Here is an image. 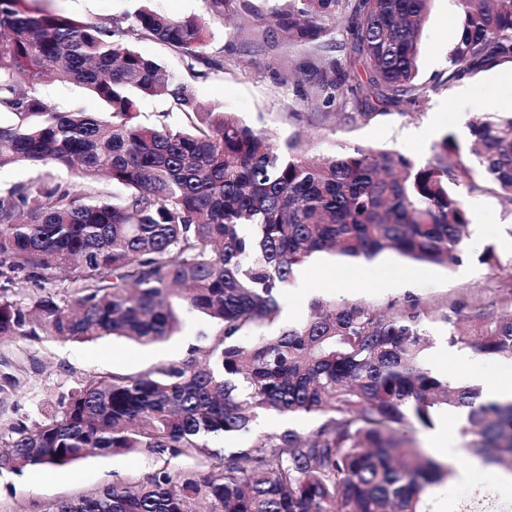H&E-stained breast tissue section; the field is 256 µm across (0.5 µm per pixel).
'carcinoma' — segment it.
<instances>
[{
  "instance_id": "obj_1",
  "label": "carcinoma",
  "mask_w": 512,
  "mask_h": 512,
  "mask_svg": "<svg viewBox=\"0 0 512 512\" xmlns=\"http://www.w3.org/2000/svg\"><path fill=\"white\" fill-rule=\"evenodd\" d=\"M430 2L287 0L272 33L304 50L297 86L317 94L324 114L368 122L381 106L425 99L417 57ZM455 2L462 23L446 82L512 63V0ZM21 4L0 0V112L12 116L0 125V168L64 166L79 181L45 172L0 189V344L42 335L155 344L179 329L180 309L216 331L202 357L193 349L137 376L83 380L32 426L1 420V470L68 471L92 453L159 458L150 473L47 512H433L425 489L454 467L397 427H429L445 404L466 411V450L512 471V398H485L420 364L432 317L417 299L380 311L315 298L301 322L262 332L281 318L279 293L317 254L461 262L470 225L461 152L512 206V114L476 116L467 147L447 134L423 164L360 146L315 157L233 112L199 111L188 85L133 46L156 40L221 71L223 60L203 56L198 18L145 6L130 27L97 26ZM54 78L108 111L54 110L38 91ZM159 94L185 128L136 121V100ZM22 275L32 284L24 293ZM440 320L449 345L512 359V314L460 304ZM262 414L323 420L307 435L288 427L247 448L209 446ZM493 497L490 509L484 496L454 512H512V499Z\"/></svg>"
}]
</instances>
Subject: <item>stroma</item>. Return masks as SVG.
I'll return each instance as SVG.
<instances>
[{"instance_id":"35a3bbf8","label":"stroma","mask_w":512,"mask_h":512,"mask_svg":"<svg viewBox=\"0 0 512 512\" xmlns=\"http://www.w3.org/2000/svg\"><path fill=\"white\" fill-rule=\"evenodd\" d=\"M283 0H253L255 13H235L233 22L207 14L204 0H152V7L170 17L197 16L208 27L205 52L222 58L224 68L209 69L198 63L188 66L181 55L167 46L143 41L138 49L162 62L174 77L188 84L205 110L236 113L247 124L266 130L276 143L298 140L314 155H327L342 147H375L401 153L423 162L433 155L435 143L454 133L461 144L470 141L469 123L474 113L512 112V64L488 66L472 76L447 82L451 70L450 51L460 30V15L454 0H432L420 35L418 81L427 88L418 107L386 108L369 122L348 123L323 117L315 97L300 99L288 72L298 51L267 42L270 10ZM27 7L58 13L91 24L119 19L133 24L140 0H26ZM38 91L59 111L79 109L106 111V104L86 90L69 83H42ZM476 189L464 190V202L471 217V230H483L480 247L466 246L463 260L450 268L405 266L382 272L352 273L345 290H337L334 273H324L317 290L285 288L279 296L281 325L300 322L308 313L313 296L333 300H361L385 310L402 304L414 293L421 307L439 313L463 302L502 315L512 312V206L504 205L491 188L481 187L482 175L470 156ZM493 250L497 262L481 260ZM409 279L402 290L394 283ZM214 324L197 313L183 314L179 330L168 341L142 346L121 339L104 338L73 343L44 336L16 337L11 346L0 349V379L11 374L19 384L0 415L33 422L39 419L38 403L59 401L77 381L93 375L121 373L135 376L155 366L177 360L193 348L206 349ZM155 460L142 454L90 456L67 474L40 467L20 472L0 471V512H45L60 498L89 493L131 474L153 469Z\"/></svg>"}]
</instances>
